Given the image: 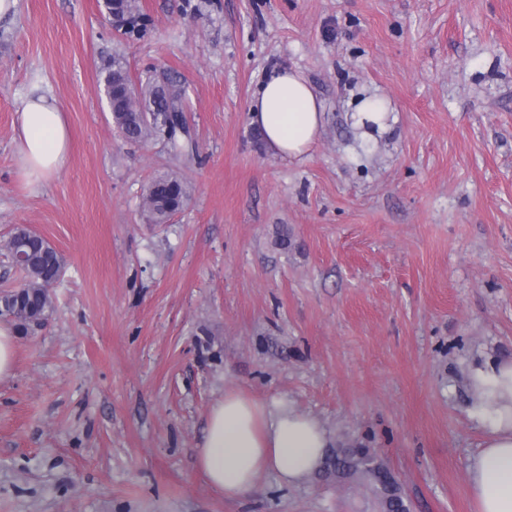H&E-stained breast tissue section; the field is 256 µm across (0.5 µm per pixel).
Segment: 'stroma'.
Listing matches in <instances>:
<instances>
[{"label":"stroma","mask_w":512,"mask_h":512,"mask_svg":"<svg viewBox=\"0 0 512 512\" xmlns=\"http://www.w3.org/2000/svg\"><path fill=\"white\" fill-rule=\"evenodd\" d=\"M100 2L18 0L0 21V242L25 226L64 262L0 383V512H379L368 477L322 470L225 499L193 450L228 390L372 449L410 512H473L466 376L512 359V0H140L141 38ZM115 54L184 89L194 150L117 132ZM276 66L325 106L299 159L249 122ZM42 93L70 153L31 185L13 139ZM363 93L395 117L368 144L348 119ZM171 172L191 198L149 223Z\"/></svg>","instance_id":"35a3bbf8"}]
</instances>
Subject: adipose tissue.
<instances>
[{"label":"adipose tissue","mask_w":512,"mask_h":512,"mask_svg":"<svg viewBox=\"0 0 512 512\" xmlns=\"http://www.w3.org/2000/svg\"><path fill=\"white\" fill-rule=\"evenodd\" d=\"M249 115L269 151L285 160L310 153L325 121L304 74L288 67L268 73ZM389 115L387 102L370 95L356 104L351 120L368 139L387 129ZM17 123L14 154L28 181L41 183L69 156L65 116L59 105L37 96L24 101ZM468 380L474 411L488 431L468 466V494L476 512H512V361L473 367ZM329 446L327 430L287 402L266 404L228 390L210 409L196 465L225 498L244 499L258 492L268 472L288 487L302 483L321 469Z\"/></svg>","instance_id":"ef3b65f1"}]
</instances>
